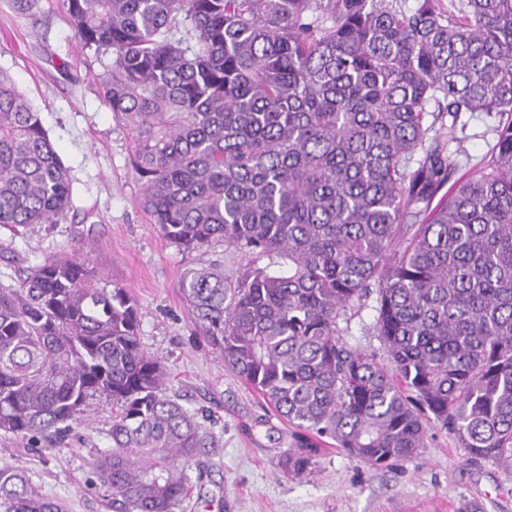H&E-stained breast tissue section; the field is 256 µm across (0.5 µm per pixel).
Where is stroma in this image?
Instances as JSON below:
<instances>
[{
	"mask_svg": "<svg viewBox=\"0 0 512 512\" xmlns=\"http://www.w3.org/2000/svg\"><path fill=\"white\" fill-rule=\"evenodd\" d=\"M111 56L81 45L64 0H37L29 13L0 0V70L36 108L70 170L72 206L58 224L37 225L13 237L0 229V283L58 253H79L101 287L126 288L141 312L140 340L171 374L168 394L194 414L215 439L185 465L189 499L174 512H512V470L469 459L440 423H426L417 455L377 469L347 455L333 440L321 443L310 473L292 479L280 466L297 430L224 363L200 335L178 282L201 259L220 261L234 276L248 258L213 242L206 253L167 241L141 205L142 184L132 166L133 135L105 105L100 80ZM493 143L484 113H463L450 162L479 163ZM375 294L354 301L338 319L340 345L385 358L374 328ZM112 409L94 407L52 451L0 440V464L19 466L43 493L64 500L69 512H113L112 492L92 462L111 448Z\"/></svg>",
	"mask_w": 512,
	"mask_h": 512,
	"instance_id": "stroma-1",
	"label": "stroma"
}]
</instances>
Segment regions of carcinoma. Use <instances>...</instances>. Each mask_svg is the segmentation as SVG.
<instances>
[{
  "label": "carcinoma",
  "instance_id": "obj_1",
  "mask_svg": "<svg viewBox=\"0 0 512 512\" xmlns=\"http://www.w3.org/2000/svg\"><path fill=\"white\" fill-rule=\"evenodd\" d=\"M76 37L112 54L103 99L134 132L142 205L163 236L249 257L178 288L224 363L301 430L280 461L305 475L316 440L375 468L411 459L424 416L469 455L512 468V0H64ZM464 112L496 141L455 177ZM69 169L0 72V228L56 224ZM377 286L383 363L337 340ZM125 289L75 255L0 283V437L42 442L112 406L92 465L115 512H173L184 464L213 447L164 395ZM3 512H67L0 465Z\"/></svg>",
  "mask_w": 512,
  "mask_h": 512
}]
</instances>
